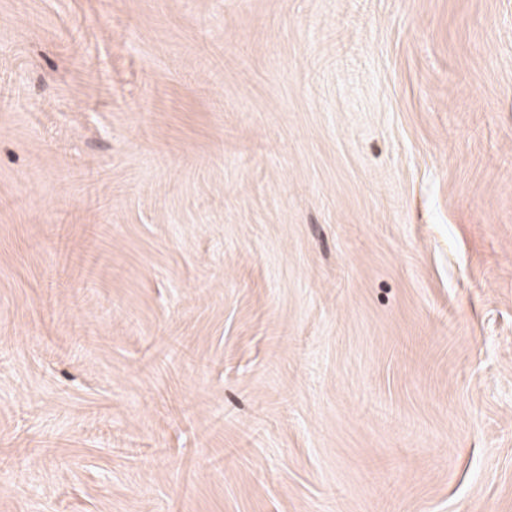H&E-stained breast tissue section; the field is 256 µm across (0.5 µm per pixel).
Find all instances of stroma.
<instances>
[{"label": "stroma", "instance_id": "obj_1", "mask_svg": "<svg viewBox=\"0 0 512 512\" xmlns=\"http://www.w3.org/2000/svg\"><path fill=\"white\" fill-rule=\"evenodd\" d=\"M0 512H512V0H0Z\"/></svg>", "mask_w": 512, "mask_h": 512}]
</instances>
